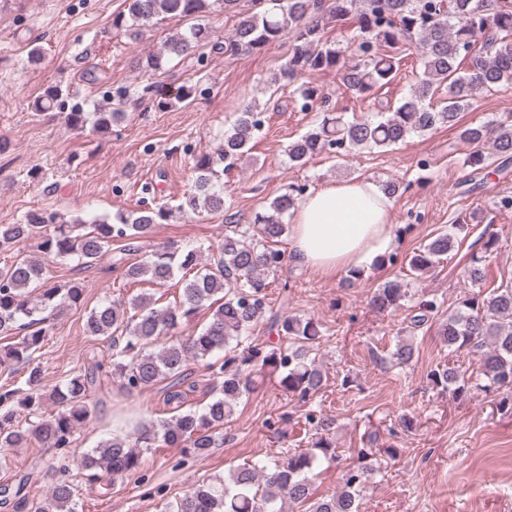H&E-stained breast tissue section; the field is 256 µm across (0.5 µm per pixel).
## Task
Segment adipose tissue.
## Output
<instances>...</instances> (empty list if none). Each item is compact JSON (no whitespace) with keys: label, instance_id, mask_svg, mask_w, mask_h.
I'll use <instances>...</instances> for the list:
<instances>
[{"label":"adipose tissue","instance_id":"obj_1","mask_svg":"<svg viewBox=\"0 0 512 512\" xmlns=\"http://www.w3.org/2000/svg\"><path fill=\"white\" fill-rule=\"evenodd\" d=\"M289 251L294 261L323 275L364 269L395 248L392 202L374 181L323 185L291 211Z\"/></svg>","mask_w":512,"mask_h":512}]
</instances>
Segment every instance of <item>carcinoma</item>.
Wrapping results in <instances>:
<instances>
[{"mask_svg":"<svg viewBox=\"0 0 512 512\" xmlns=\"http://www.w3.org/2000/svg\"><path fill=\"white\" fill-rule=\"evenodd\" d=\"M124 11L112 15V29L131 36L141 33L160 16L190 20L185 30L168 37L162 50L136 60L135 67L146 77L137 90L138 99L159 111L194 98L195 87L186 82L169 94L153 78L165 73L175 59L198 56L205 51H222L229 56L257 52L273 44L288 45V61L268 80V86L293 83L307 74L331 71L343 85L361 96L375 94L396 76L401 54L409 46L420 51V73L410 93L397 105H381L372 119L345 117L327 108L326 95L309 82L294 94L300 111L319 108L321 121L288 144V158L304 166L324 152L340 156L352 150L385 149L403 143L415 133L437 127L458 128V137L472 146L464 165L471 168L468 180L489 167L494 155L504 172L512 164V120H491L461 126V113L475 96L512 83V0H125ZM220 8L233 24L224 41L211 39L209 27L197 22ZM352 22L358 30L353 42L341 47L325 39L328 28ZM118 92L112 111L86 112L75 105L65 113L66 124L93 133H110L122 120L123 97ZM61 90L47 87L34 101L38 112L55 107ZM263 112L247 104L222 134L217 157L194 158L193 189L183 197L178 211L183 214L223 213L224 173L237 167L251 150L250 143L262 129ZM307 191L304 184L289 189L256 215L254 224H227L224 238L199 264L202 248L167 246L155 249L129 264L124 276L136 282L162 286L182 274L179 301L156 307L149 293L128 300L107 299L87 313L83 332L108 343L110 368L126 391L132 393L163 384L164 403L175 409L184 405L190 363L205 362L211 370L210 402L199 412L193 409L169 421H138L132 431L102 440L83 455L80 467L92 479L114 483L142 478L144 452L161 442L187 449L195 460L206 458L215 447L216 431L224 427L239 400L251 391L248 368L256 364L276 375L279 387L307 403L323 383V373L314 347L320 338L318 323L311 317L285 316L276 320L288 337V347L264 351L247 348L229 351V343L240 339L266 313L267 275L277 271L284 253L279 248L287 231L286 216ZM171 210L162 206L143 207L119 215L115 223L68 219L41 210L26 213L19 224L0 225V251H9L28 239L38 250L60 261L92 266L112 251L115 241L126 242L128 250L139 251V243L153 227L166 221ZM456 236L441 233L408 259L410 270L431 272L454 250ZM471 286L487 280L481 257L473 254L461 270ZM41 263L16 255L0 266V336L15 341L0 347V370H26L17 387H0V448H20L31 437L45 448L66 450L75 432L91 420L94 407L89 393L96 383V364L64 382L47 388L40 363L36 362L50 330L47 310L62 311L81 304L83 284L72 279L58 286L43 287ZM408 290L397 281L378 285L370 305L381 312L403 306ZM207 308L209 322L200 330L155 349L159 340L182 327ZM434 300L418 303L411 324L421 326L438 314ZM439 336L451 352L466 350L479 356L477 375H465L456 367L431 372L432 383L444 390H470L501 394L499 406L512 410V281L488 292L465 295L439 327ZM50 413H44L46 407ZM35 421L22 425L20 417ZM313 425L310 447L294 451L269 463H245L194 486L187 494L166 505L165 512H285L290 503L302 512H359L358 485L364 472H348L345 489L315 498V470L322 460L337 458L330 438L333 421L307 417ZM75 488L60 479L50 494L31 504L30 512H76Z\"/></svg>","mask_w":512,"mask_h":512,"instance_id":"cac0c4a2","label":"carcinoma"}]
</instances>
